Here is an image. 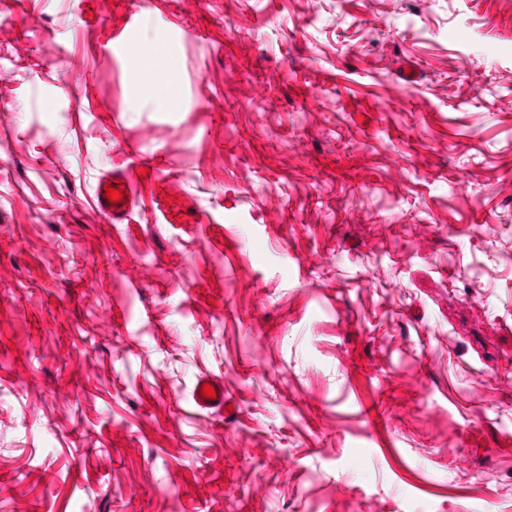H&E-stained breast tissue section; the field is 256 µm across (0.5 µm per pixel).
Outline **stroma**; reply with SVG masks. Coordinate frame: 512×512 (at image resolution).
Instances as JSON below:
<instances>
[{"mask_svg": "<svg viewBox=\"0 0 512 512\" xmlns=\"http://www.w3.org/2000/svg\"><path fill=\"white\" fill-rule=\"evenodd\" d=\"M511 100L512 0H6L0 512H512ZM148 45L151 48V56L149 58V66L152 73L163 72L166 75V82L160 84L158 87L152 88L147 92V97L154 101L159 107H165L168 105V83L174 80L178 74V65L175 58L170 52L161 44L154 43L151 41L137 42L132 48V53L136 61V67L139 73L137 61L140 59V49L142 46ZM141 176L133 165H129L121 172L105 175L98 179L94 188V197L97 208L102 215L113 224H120L128 216L133 204L134 196L140 187ZM104 185L116 187L120 193H123V199L111 203L108 198H104L106 193ZM203 384H209L214 387L216 399H205L201 396L200 391ZM226 402L227 399L224 396L223 382L208 376L202 377L197 381L193 392V403L198 409L207 411L215 410L223 413L224 404H226Z\"/></svg>", "mask_w": 512, "mask_h": 512, "instance_id": "1", "label": "stroma"}]
</instances>
